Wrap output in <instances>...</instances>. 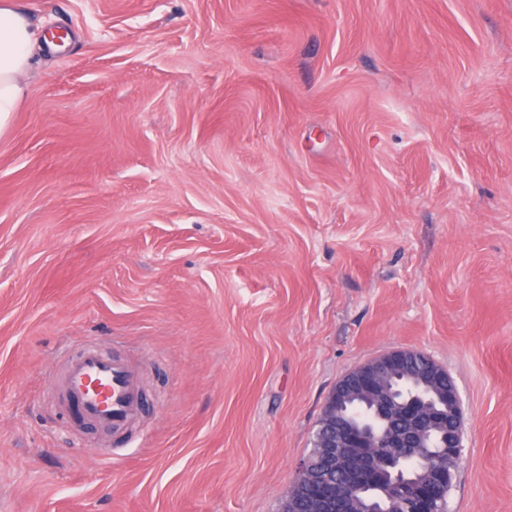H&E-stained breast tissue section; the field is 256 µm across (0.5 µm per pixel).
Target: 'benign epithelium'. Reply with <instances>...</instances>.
<instances>
[{"label":"benign epithelium","instance_id":"benign-epithelium-1","mask_svg":"<svg viewBox=\"0 0 512 512\" xmlns=\"http://www.w3.org/2000/svg\"><path fill=\"white\" fill-rule=\"evenodd\" d=\"M420 358L427 369L420 377L424 387L440 389L438 401L442 409L428 410L412 396L406 404L394 397L392 379L410 361ZM392 411L408 412L417 421L428 418L441 430L443 451L459 459L463 444V413L453 380L447 371L419 350L400 349L385 353L353 369L336 383L328 397L316 431L313 458L299 466L294 485L308 482L318 489L309 497L307 512H350V491H359L387 504L383 512H430L433 499H443L452 483L454 472L425 463L424 484L402 485L397 481L383 485L386 472L400 473L401 459L382 455L377 448H409L418 437L413 431L390 430L380 435L374 421L386 420Z\"/></svg>","mask_w":512,"mask_h":512}]
</instances>
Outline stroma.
<instances>
[{"mask_svg":"<svg viewBox=\"0 0 512 512\" xmlns=\"http://www.w3.org/2000/svg\"><path fill=\"white\" fill-rule=\"evenodd\" d=\"M0 512H282L336 383L427 353L448 512H512V0H15ZM137 367L112 462L56 384Z\"/></svg>","mask_w":512,"mask_h":512,"instance_id":"1","label":"stroma"}]
</instances>
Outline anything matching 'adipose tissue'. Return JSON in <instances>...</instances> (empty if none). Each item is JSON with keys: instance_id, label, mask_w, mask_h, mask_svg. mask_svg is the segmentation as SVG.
Segmentation results:
<instances>
[{"instance_id": "ef3b65f1", "label": "adipose tissue", "mask_w": 512, "mask_h": 512, "mask_svg": "<svg viewBox=\"0 0 512 512\" xmlns=\"http://www.w3.org/2000/svg\"><path fill=\"white\" fill-rule=\"evenodd\" d=\"M35 33L11 0H0V132L27 96L22 77L34 63Z\"/></svg>"}]
</instances>
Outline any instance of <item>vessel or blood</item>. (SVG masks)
Instances as JSON below:
<instances>
[{
	"instance_id": "1",
	"label": "vessel or blood",
	"mask_w": 512,
	"mask_h": 512,
	"mask_svg": "<svg viewBox=\"0 0 512 512\" xmlns=\"http://www.w3.org/2000/svg\"><path fill=\"white\" fill-rule=\"evenodd\" d=\"M61 385L67 405L81 420L112 433L126 432L140 418V374L119 356L86 349L69 360Z\"/></svg>"
}]
</instances>
